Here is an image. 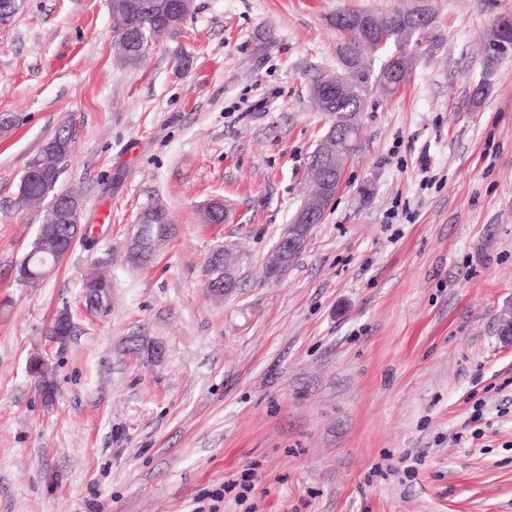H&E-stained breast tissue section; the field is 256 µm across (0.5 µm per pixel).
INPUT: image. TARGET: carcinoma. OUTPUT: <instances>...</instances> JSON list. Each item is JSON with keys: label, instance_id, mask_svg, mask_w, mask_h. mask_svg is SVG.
<instances>
[{"label": "carcinoma", "instance_id": "obj_1", "mask_svg": "<svg viewBox=\"0 0 512 512\" xmlns=\"http://www.w3.org/2000/svg\"><path fill=\"white\" fill-rule=\"evenodd\" d=\"M111 9L115 44L127 65L141 62L145 46L150 42L157 43L160 35L177 30L189 14V10L181 7V0H111ZM346 16L359 21L354 27L338 29L344 35L338 47V57L342 66L350 67L351 93L339 99L334 92L324 94L323 77L319 74L312 78L310 92L319 111L330 120H341L348 114L359 126L366 98L375 90H386L387 75L403 64L406 65L405 73H411L416 57L415 46L421 43L428 29L409 30L404 22V13L400 11L385 17L357 11L348 12ZM368 54L383 56L379 67L365 64L364 57ZM71 151L72 132L67 129L59 131L45 143L28 167L41 164L52 172V176L21 182L19 201L44 198L57 183L60 162ZM143 209L154 212L158 217L155 223L145 225V234L169 236L171 220L165 204L156 199ZM67 234L68 225L58 224L51 221L50 216H45L32 249L22 261L29 278H36L39 271L56 264L50 249L57 239ZM90 291L98 297L92 308H103L112 296L111 281L103 275H90L84 279L83 293Z\"/></svg>", "mask_w": 512, "mask_h": 512}]
</instances>
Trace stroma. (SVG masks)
Segmentation results:
<instances>
[{
  "instance_id": "stroma-1",
  "label": "stroma",
  "mask_w": 512,
  "mask_h": 512,
  "mask_svg": "<svg viewBox=\"0 0 512 512\" xmlns=\"http://www.w3.org/2000/svg\"><path fill=\"white\" fill-rule=\"evenodd\" d=\"M420 4L414 69L367 99L332 207L266 278L329 125L310 83L340 68L333 18ZM506 15L512 0H192L126 66L110 0H26L0 28V512H512V47L488 41ZM66 124L55 188L80 195L87 239L28 285L45 207L19 186ZM154 198L175 230L134 266ZM215 199L226 220L205 223ZM219 245L238 281L221 300ZM96 264L103 310L82 295ZM83 293H88L90 290L93 292V294H95L98 299H102V301L100 302V300H94L92 305L90 304V308H94V309H98V308H103V307H106L109 302H110V299H111V296H112V284H111V281L106 278L105 276L103 275H90L88 277H86L84 279V282H83ZM93 288H103V292L100 293L96 290H94Z\"/></svg>"
}]
</instances>
